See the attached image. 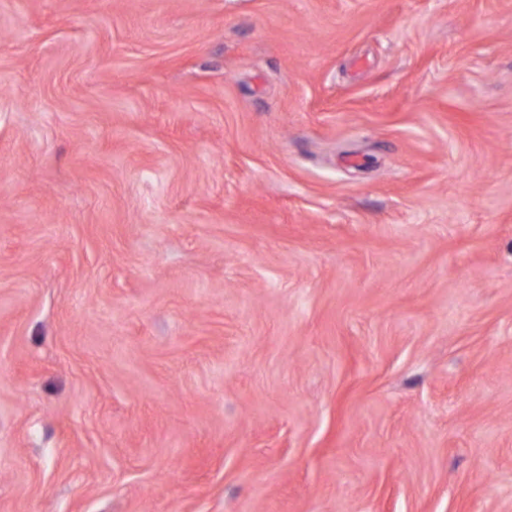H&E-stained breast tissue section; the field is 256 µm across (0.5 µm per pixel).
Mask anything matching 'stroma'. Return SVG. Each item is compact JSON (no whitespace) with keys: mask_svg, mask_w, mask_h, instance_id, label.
Returning a JSON list of instances; mask_svg holds the SVG:
<instances>
[{"mask_svg":"<svg viewBox=\"0 0 512 512\" xmlns=\"http://www.w3.org/2000/svg\"><path fill=\"white\" fill-rule=\"evenodd\" d=\"M0 512H512V0H0Z\"/></svg>","mask_w":512,"mask_h":512,"instance_id":"stroma-1","label":"stroma"}]
</instances>
